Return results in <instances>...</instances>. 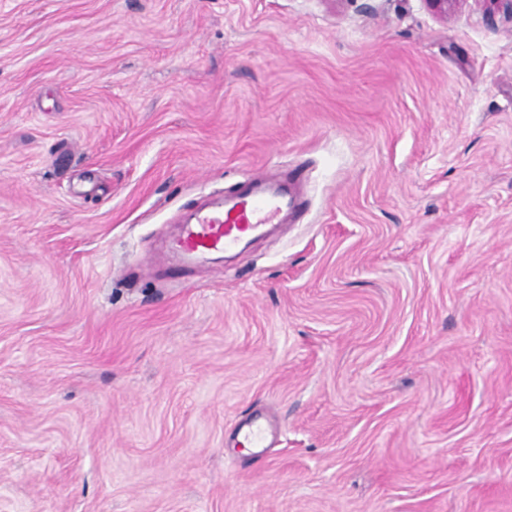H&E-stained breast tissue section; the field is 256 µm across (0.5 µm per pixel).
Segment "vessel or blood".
I'll list each match as a JSON object with an SVG mask.
<instances>
[{"label":"vessel or blood","instance_id":"vessel-or-blood-1","mask_svg":"<svg viewBox=\"0 0 512 512\" xmlns=\"http://www.w3.org/2000/svg\"><path fill=\"white\" fill-rule=\"evenodd\" d=\"M302 175L290 172L287 185L270 183L257 172L225 193L222 201L197 206L191 221L168 242L183 265L205 264L211 255L235 251L245 239L259 236L269 224L294 222L305 208L299 190ZM267 429L258 420L239 433L243 448L263 447Z\"/></svg>","mask_w":512,"mask_h":512}]
</instances>
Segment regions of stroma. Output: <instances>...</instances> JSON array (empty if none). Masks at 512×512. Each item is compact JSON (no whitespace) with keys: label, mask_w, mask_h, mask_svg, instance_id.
I'll use <instances>...</instances> for the list:
<instances>
[{"label":"stroma","mask_w":512,"mask_h":512,"mask_svg":"<svg viewBox=\"0 0 512 512\" xmlns=\"http://www.w3.org/2000/svg\"><path fill=\"white\" fill-rule=\"evenodd\" d=\"M301 164L298 223L163 259ZM0 512H512V22L0 0ZM266 434V426L254 420L240 431L238 445L242 448H263Z\"/></svg>","instance_id":"stroma-1"}]
</instances>
